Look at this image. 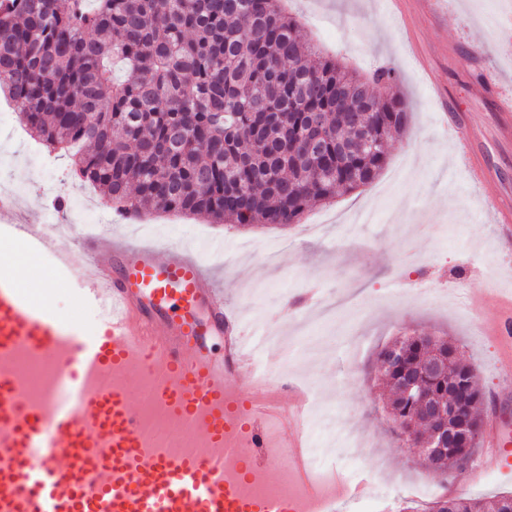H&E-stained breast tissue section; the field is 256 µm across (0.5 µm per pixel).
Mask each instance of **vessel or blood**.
<instances>
[{"instance_id":"vessel-or-blood-1","label":"vessel or blood","mask_w":512,"mask_h":512,"mask_svg":"<svg viewBox=\"0 0 512 512\" xmlns=\"http://www.w3.org/2000/svg\"><path fill=\"white\" fill-rule=\"evenodd\" d=\"M0 231L25 237L33 252L46 244L4 197ZM81 248L84 299L103 318L95 334L49 297L0 276V512H333L337 498L367 494L368 482L349 486L338 469L326 484L313 477L307 397L280 403L268 372L247 368L239 324L225 317L215 282L186 249L112 250L96 234ZM493 332L512 344V298ZM27 358L48 366L40 388L29 382ZM137 382L151 384L166 423L194 432L201 447L176 454L152 441L129 400ZM486 426L479 469L512 468L496 419ZM283 458L291 493L271 490Z\"/></svg>"}]
</instances>
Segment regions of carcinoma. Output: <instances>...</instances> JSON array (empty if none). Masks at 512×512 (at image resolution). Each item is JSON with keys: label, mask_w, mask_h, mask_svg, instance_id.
Returning <instances> with one entry per match:
<instances>
[{"label": "carcinoma", "mask_w": 512, "mask_h": 512, "mask_svg": "<svg viewBox=\"0 0 512 512\" xmlns=\"http://www.w3.org/2000/svg\"><path fill=\"white\" fill-rule=\"evenodd\" d=\"M0 95L32 137L72 151L73 176L116 210L204 214L215 224L298 223L310 206L374 182L386 143L408 122L393 70L361 77L302 44L281 0H0ZM315 135L323 155L309 160ZM435 343L444 376H424L428 345L405 336L394 342L402 362L382 377L407 446L439 421L405 396L406 377L460 407L474 428L470 447L421 459L456 477L460 457L474 460L483 393L477 378L448 386L472 365L448 341ZM449 501L455 512H512V494L443 498L435 512Z\"/></svg>", "instance_id": "carcinoma-1"}]
</instances>
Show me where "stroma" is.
I'll list each match as a JSON object with an SVG mask.
<instances>
[{
	"label": "stroma",
	"mask_w": 512,
	"mask_h": 512,
	"mask_svg": "<svg viewBox=\"0 0 512 512\" xmlns=\"http://www.w3.org/2000/svg\"><path fill=\"white\" fill-rule=\"evenodd\" d=\"M286 2L304 40L360 73L389 67L398 77L409 124L389 141L372 184L310 207L285 228L163 212L147 213L140 226L73 180L68 155H47L19 122L0 121V193L14 195L29 223L62 225L69 239L85 227L53 202L87 195L107 218L97 233L194 254L245 338L274 340V391L284 398L289 387H312L306 441L316 462L350 477L374 474L370 494L338 501L336 512H427L454 483L486 500L512 492V473L449 478L421 465L393 432L377 361L407 334L446 339L477 369L480 413L512 401V375L496 365L499 344L479 330L498 316V295L512 294V238L496 232L492 209L512 198V128L502 115L512 50L488 25L492 12H512V0ZM484 78L493 89L475 95ZM459 116L471 119L488 170L479 182L452 136ZM18 283L51 286L57 311L97 332V309L74 302L80 283L71 274H50L37 257Z\"/></svg>",
	"instance_id": "35a3bbf8"
}]
</instances>
